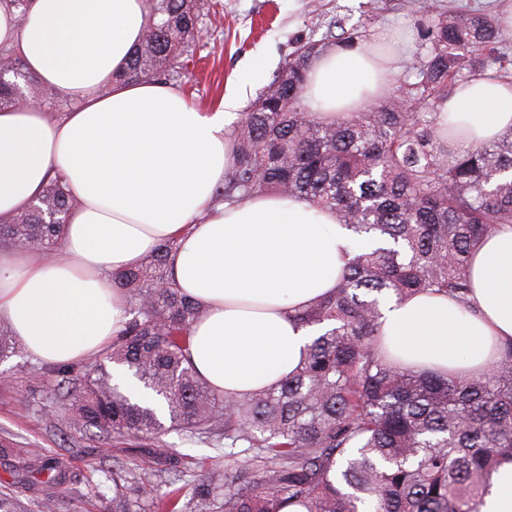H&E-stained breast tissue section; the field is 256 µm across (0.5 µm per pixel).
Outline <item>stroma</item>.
<instances>
[{
  "label": "stroma",
  "mask_w": 512,
  "mask_h": 512,
  "mask_svg": "<svg viewBox=\"0 0 512 512\" xmlns=\"http://www.w3.org/2000/svg\"><path fill=\"white\" fill-rule=\"evenodd\" d=\"M402 0H207L212 16L204 20L190 50L191 77L178 91L197 108L216 106L225 87L259 56L267 69L248 89L247 101L274 79L297 39L319 40L342 21L359 28L365 43L378 34H393L399 54L398 73L410 70L425 44L423 27L428 14L480 8L502 16L512 10V0H415L413 10ZM61 373L26 352L0 363V444L10 453L0 456V499L12 512H39L42 498L55 496L57 512H112V484L103 472L115 462L140 472L144 459L121 453L96 429L70 427V404L60 383ZM157 442L191 456L198 464L223 457V444L192 439L172 424H165ZM64 458L72 480L68 488H54L45 476L28 466L29 451Z\"/></svg>",
  "instance_id": "obj_1"
}]
</instances>
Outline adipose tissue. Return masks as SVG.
<instances>
[{
	"label": "adipose tissue",
	"mask_w": 512,
	"mask_h": 512,
	"mask_svg": "<svg viewBox=\"0 0 512 512\" xmlns=\"http://www.w3.org/2000/svg\"><path fill=\"white\" fill-rule=\"evenodd\" d=\"M149 23L148 0H32L22 21L0 5V45L74 103L60 118L37 105L0 112V222L57 176L71 201L59 251L0 250V320L51 365L101 352L128 320L114 275L174 238L172 278L206 309L191 328L193 366L214 390L243 396L300 365L320 329L294 313L334 292L351 233L299 198L216 202L242 92L265 62L240 73L217 108L197 109L163 83L117 80ZM394 63L368 46L333 47L312 59L305 99L323 117L348 115L390 88ZM440 118L460 126L461 145L493 140L512 127V82L473 78ZM474 253L469 308L442 294L386 300L388 354L441 373L492 370L512 342V227Z\"/></svg>",
	"instance_id": "1"
}]
</instances>
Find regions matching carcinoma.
I'll use <instances>...</instances> for the list:
<instances>
[{
  "label": "carcinoma",
  "instance_id": "carcinoma-1",
  "mask_svg": "<svg viewBox=\"0 0 512 512\" xmlns=\"http://www.w3.org/2000/svg\"><path fill=\"white\" fill-rule=\"evenodd\" d=\"M199 0H150L145 38L120 79L170 81L187 70L202 21ZM363 34L344 31L300 42L233 134L235 162L216 190L230 206L254 196L302 198L336 212L357 251L335 293L297 314L326 325L296 371L247 396L212 389L190 362L191 325L206 309L172 282L163 243L137 268L116 274L129 320L112 338L109 359L133 371L163 399L171 422L191 438H224V465L202 469L190 491L160 500L159 512H478L499 459L512 456V344L483 375L416 371L381 353V301L446 293L468 309V266L478 242L512 226V128L489 142L460 146L441 107L461 80L490 72L512 78L499 51L494 15L479 10L429 17L414 78L388 100L326 121L304 101L310 60ZM23 60L0 47V110L24 95L15 80L46 100L59 92L24 74ZM69 202L60 180L8 224L0 244L53 252ZM19 345L0 325V362ZM70 426L93 427L116 444L161 431L156 411L119 392L98 362L76 378ZM122 452L147 459L132 474L112 467L114 512L132 484L171 485L191 472L173 448L148 443ZM30 465L65 487L61 457L31 451Z\"/></svg>",
  "mask_w": 512,
  "mask_h": 512
}]
</instances>
